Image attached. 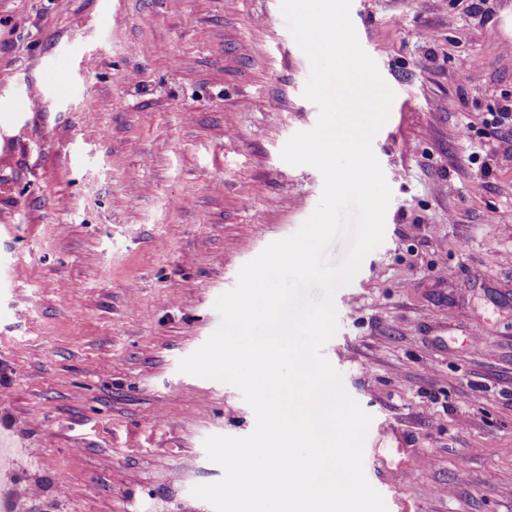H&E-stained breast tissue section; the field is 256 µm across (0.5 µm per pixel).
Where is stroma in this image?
<instances>
[{
  "label": "stroma",
  "mask_w": 512,
  "mask_h": 512,
  "mask_svg": "<svg viewBox=\"0 0 512 512\" xmlns=\"http://www.w3.org/2000/svg\"><path fill=\"white\" fill-rule=\"evenodd\" d=\"M352 0L395 93L383 242L324 347L373 420L387 512H512V0ZM280 0H0V427L21 512H212L203 441L255 417L179 372L216 298L314 211L280 152L311 129ZM276 109H269V102ZM468 138H461L463 127ZM29 456L10 429L0 430V511L15 512L16 505L30 495L18 477V463Z\"/></svg>",
  "instance_id": "obj_1"
}]
</instances>
